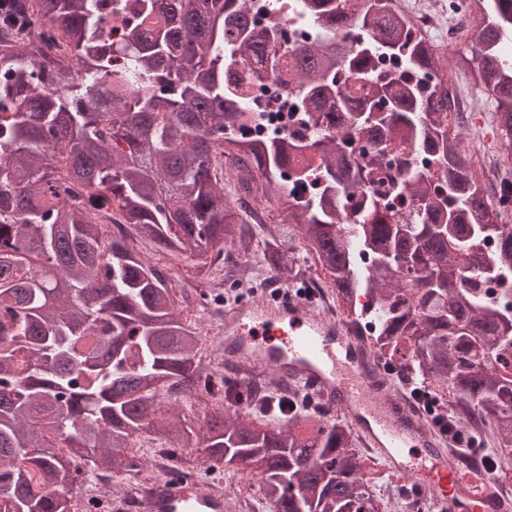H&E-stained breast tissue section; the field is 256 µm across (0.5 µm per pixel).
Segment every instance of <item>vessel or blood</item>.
Wrapping results in <instances>:
<instances>
[{
  "mask_svg": "<svg viewBox=\"0 0 512 512\" xmlns=\"http://www.w3.org/2000/svg\"><path fill=\"white\" fill-rule=\"evenodd\" d=\"M348 332L346 324L292 296L275 304L230 302L212 349L220 361H243L317 389L339 419L362 434L384 471L413 477L439 512H496L484 482L449 465L420 421L393 407L372 358L350 347ZM150 512H225L224 497L171 475L156 486Z\"/></svg>",
  "mask_w": 512,
  "mask_h": 512,
  "instance_id": "obj_1",
  "label": "vessel or blood"
}]
</instances>
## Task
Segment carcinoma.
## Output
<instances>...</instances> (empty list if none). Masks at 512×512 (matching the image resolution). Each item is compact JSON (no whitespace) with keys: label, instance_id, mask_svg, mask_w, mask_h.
<instances>
[{"label":"carcinoma","instance_id":"cac0c4a2","mask_svg":"<svg viewBox=\"0 0 512 512\" xmlns=\"http://www.w3.org/2000/svg\"><path fill=\"white\" fill-rule=\"evenodd\" d=\"M61 37L45 62L31 18L0 0V512H76L87 475L132 467L133 437L197 448L209 468L260 476L271 512H381L386 484L358 435L303 399L242 389L245 412L219 401L199 428L162 418L165 399L202 374V336L178 313L172 279L97 215L195 261L207 277L226 252L303 268L287 228L322 267L352 323L374 320V346L398 369L452 393L487 423L476 436L512 462V291L487 303L483 280H512V231L477 178L448 66L388 0H302L319 36L291 45L282 88L275 34L248 0H37ZM477 31L472 72L512 147V0H449ZM291 100L309 134L226 137L251 97L231 88L238 61ZM430 157L438 176L419 169ZM84 195H65L62 181ZM245 193L271 208L250 223ZM495 242L492 253L483 250ZM372 311L360 308V297Z\"/></svg>","mask_w":512,"mask_h":512}]
</instances>
